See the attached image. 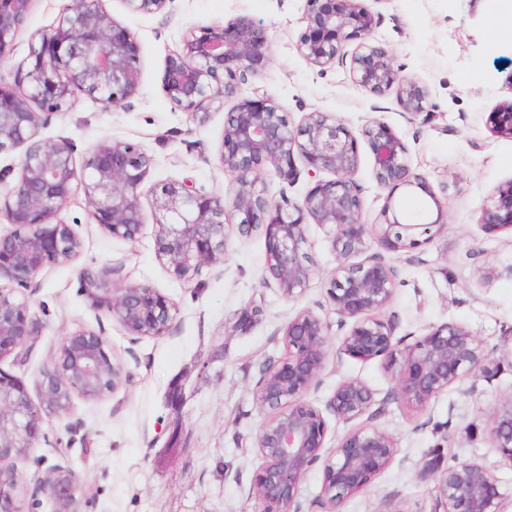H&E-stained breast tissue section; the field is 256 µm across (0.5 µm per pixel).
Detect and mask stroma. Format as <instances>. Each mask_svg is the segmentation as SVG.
<instances>
[{
    "instance_id": "35a3bbf8",
    "label": "stroma",
    "mask_w": 512,
    "mask_h": 512,
    "mask_svg": "<svg viewBox=\"0 0 512 512\" xmlns=\"http://www.w3.org/2000/svg\"><path fill=\"white\" fill-rule=\"evenodd\" d=\"M496 2L364 0L381 16L373 39L392 53L403 75L429 91L427 111L410 115L395 93L376 98L356 85L348 65L318 67L297 52L306 28L304 0H171L166 12L155 15L130 13L124 0H102L140 45V89L109 110L78 95L70 111L53 115L41 130L45 138H69L80 157L106 137L139 143L155 159L150 183L189 178L205 192L228 194L236 176L216 160L225 109L193 120L165 97L161 78L166 57L181 50L188 27L245 16L263 22L272 45L266 68L247 87L287 112L290 122L318 109L357 131L376 118L405 141L413 172L438 191L441 204L432 206L424 193L408 190L397 191L395 202L411 223L443 208L447 227L417 249L387 254L396 271L395 293L382 315L395 318L398 335L411 338L445 322L464 325L481 342L486 368L462 377L417 414L397 402L395 383L379 362L328 355L312 400L325 405L340 379L360 378L381 407L378 425L399 448L342 512H439L434 483L421 476L434 455L446 467L469 459L491 469L500 479L502 512H512V462L489 436L493 412L512 395V233L488 234L478 222L494 189L512 179V139L496 137L486 126L488 112L512 98L506 82L512 32L494 40L488 28ZM66 3L32 0L26 24L0 59V83L12 84L29 42L56 25ZM360 156L355 179L363 189L362 220L371 224L388 194L375 180L368 145H361ZM61 216L74 224L83 252L31 282L28 314L39 333L22 359H1L0 370L36 393L38 373L63 336L83 329L102 335L133 378L116 395L77 396L68 413L44 416L42 435L29 458L18 462L19 471L29 477L40 464L73 469L83 481L80 512H253L250 487L259 465L253 440L267 417L253 390L263 366L285 354L284 324L309 309L326 321L330 346L343 334L327 295L337 266L328 228L310 225L306 249L314 274L305 292L289 300L262 281L260 234L233 238L224 265L203 269L197 283L184 284L155 255L152 217H145L138 241L125 242L95 224L83 197L73 198ZM85 267L111 270L118 282L158 288L179 309L170 330L131 341L81 292ZM253 302L263 305L262 317L240 324L241 311Z\"/></svg>"
}]
</instances>
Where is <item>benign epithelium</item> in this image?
<instances>
[{"instance_id":"1","label":"benign epithelium","mask_w":512,"mask_h":512,"mask_svg":"<svg viewBox=\"0 0 512 512\" xmlns=\"http://www.w3.org/2000/svg\"><path fill=\"white\" fill-rule=\"evenodd\" d=\"M32 0H0V56L27 21ZM133 14H158L170 0H125ZM307 26L297 51L326 66L357 42L350 72L359 87L381 97L396 91L404 112L426 111L428 91L400 74L390 51L371 39L381 17L362 0H305ZM271 55L266 28L248 17L221 25L193 27L183 50L165 60L162 91L176 107L200 122L209 110L236 99L224 122L219 165L237 174L228 196L203 194L190 179L155 184L148 200L154 218V250L170 275L197 279L205 267L224 264L231 246L228 212L238 235L264 238V284H274L291 300L308 287L312 269L305 252L313 222L330 228V246L339 261L327 294L347 330L336 355L378 361L395 382L401 404L424 411L466 374L482 368V344L461 324L446 322L407 342L397 323L379 317L394 296L395 271L380 256H365L371 243L399 253L416 249L440 234L442 204L426 180L411 171L408 147L383 121L371 119L354 133L342 120L319 110L291 125L275 103L245 93L242 85L265 69ZM141 82L140 47L128 28L100 6V0H70L57 25L31 40L14 83L0 85V150L19 148L17 175L0 174V216L12 230L0 233V360L18 355L38 335L28 315V283L49 266L68 264L83 243L73 225L59 218L66 204L84 197L90 213L114 239L135 242L144 226L141 186L155 159L141 145L104 138L77 165L74 145L46 139L39 130L50 117L75 106L81 91L106 108L125 104ZM492 135L512 139V99L498 103L486 118ZM371 150L374 176L388 190L378 219L362 222V188L355 180L359 140ZM304 164L299 169L297 162ZM315 179L300 199L273 200L265 178L295 183L301 171ZM400 187L420 190L434 204L436 218L404 221L393 203ZM487 232L512 231V180L500 184L479 217ZM82 291L132 339L165 335L176 304L145 284H118L104 270L85 267ZM328 326L303 309L283 327L284 357L268 364L253 395L268 416L255 435L260 460L251 485L254 512H300V484L321 466V512H339L351 496L369 488L398 453L395 438L375 424L380 415L374 391L357 377L341 379L320 409L309 400L326 369ZM132 382V373L98 334L65 335L37 380L38 401L15 376L0 370V512H25L16 494L21 476L15 462L27 457L41 436L42 416L70 410L73 397L96 400ZM357 423L334 447L328 446L326 414ZM490 438L512 462V395L493 413ZM422 474L433 480L442 512H500V481L490 469L470 461L443 468L436 457ZM31 499L46 494L56 512H76L80 478L54 465L31 478Z\"/></svg>"}]
</instances>
